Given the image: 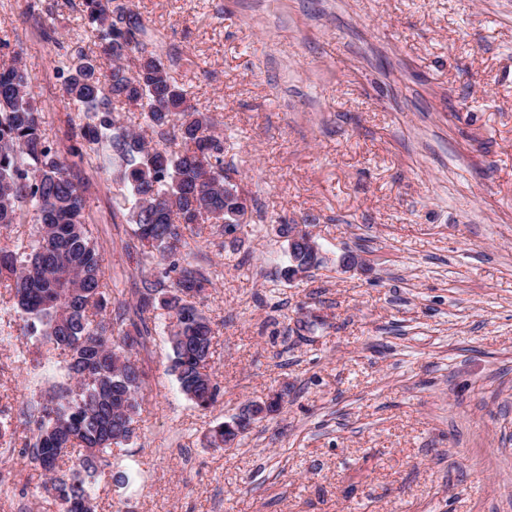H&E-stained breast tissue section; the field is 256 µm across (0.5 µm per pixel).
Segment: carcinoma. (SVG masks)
<instances>
[{"label":"carcinoma","instance_id":"cac0c4a2","mask_svg":"<svg viewBox=\"0 0 512 512\" xmlns=\"http://www.w3.org/2000/svg\"><path fill=\"white\" fill-rule=\"evenodd\" d=\"M81 6L101 54L78 50L57 67L63 97L77 106L67 151L113 170L126 194L112 218L135 225L136 252L161 262L186 243V233L200 234L235 207V198L224 197V140L211 114L190 103L171 65L139 41L138 14L112 7V0ZM129 57L139 61L135 72L119 65ZM119 102L138 109L159 140L121 124L114 116ZM86 208L85 190L46 133L32 76L16 52L0 65V228L31 223L35 240L27 250L0 246V288L25 318L29 363L64 372L65 381L21 411L22 454L36 465L49 455L52 473L42 472L39 489L59 512H93L95 477L135 435L144 373L136 362L112 372V356L137 354L157 307L180 325L169 339V371L182 393L206 409L221 392L214 375L199 371L213 357V328L187 301L203 294L209 278L196 264L174 263L171 287L146 286L137 290L133 312L103 314L109 282Z\"/></svg>","mask_w":512,"mask_h":512}]
</instances>
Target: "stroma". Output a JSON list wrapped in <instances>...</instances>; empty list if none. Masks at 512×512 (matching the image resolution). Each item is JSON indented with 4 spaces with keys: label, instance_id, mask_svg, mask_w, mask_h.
I'll return each instance as SVG.
<instances>
[{
    "label": "stroma",
    "instance_id": "stroma-1",
    "mask_svg": "<svg viewBox=\"0 0 512 512\" xmlns=\"http://www.w3.org/2000/svg\"><path fill=\"white\" fill-rule=\"evenodd\" d=\"M29 2L0 0V61L21 52L60 140L74 110L55 63L99 49L80 0H41L53 42ZM114 3L212 112L251 210L181 249L210 279L197 305L217 403L198 408L168 374L157 309L126 482L100 477L95 512H512V0ZM81 170L114 311L161 268L113 221L119 184ZM281 224L327 256L293 282ZM346 253L360 266L340 270ZM10 321L0 421L21 444L20 412L53 377L27 368L25 322ZM276 394L277 412L210 446L217 422ZM0 482V512H57L19 452L0 453Z\"/></svg>",
    "mask_w": 512,
    "mask_h": 512
}]
</instances>
